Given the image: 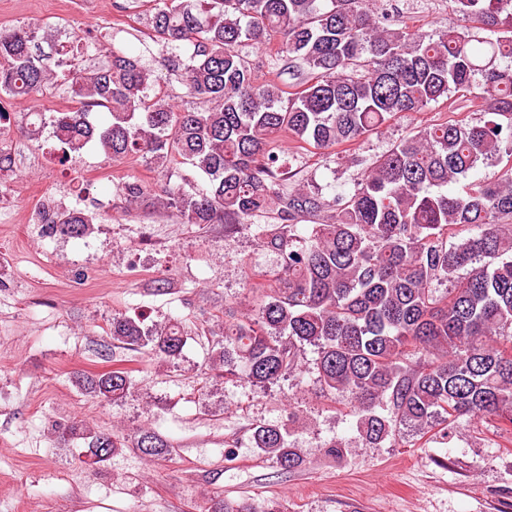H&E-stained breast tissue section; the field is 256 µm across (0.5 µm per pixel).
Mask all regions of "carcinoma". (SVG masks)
Masks as SVG:
<instances>
[{
	"mask_svg": "<svg viewBox=\"0 0 512 512\" xmlns=\"http://www.w3.org/2000/svg\"><path fill=\"white\" fill-rule=\"evenodd\" d=\"M153 2L146 23L169 49L165 69L209 107L175 105L156 91L158 73L112 46L101 66L63 68L62 58L93 46L89 39L55 47L53 68L28 26L0 29V98L35 101L68 87L72 109H34L21 127L28 135L51 127L60 165L90 143L114 164L140 158L162 169L178 157L207 177L205 187L127 180L126 201L161 205L182 224L254 225L261 246L279 256L273 283L250 289V310L224 311L219 334L196 332L209 343L198 399L214 383L241 379L263 391L298 386L310 351L321 390L348 398L369 444L451 429L464 417L492 418L512 435V0H448V26L435 39L376 0ZM245 42L283 61L288 87L260 81ZM478 78L485 119L421 128L331 200L317 187L289 186L283 142L331 153L399 114L467 96ZM499 164L495 178L446 191ZM48 213L52 230L72 238L102 220L77 206ZM106 335L173 364L193 336L179 320L125 313L112 314ZM75 383L102 405L135 392L123 367ZM56 433L82 441L78 460L94 471L125 448L157 461L175 451L149 424L126 435L72 421ZM250 442L285 471L304 464L288 424H255ZM197 512L283 509L215 498Z\"/></svg>",
	"mask_w": 512,
	"mask_h": 512,
	"instance_id": "1",
	"label": "carcinoma"
}]
</instances>
